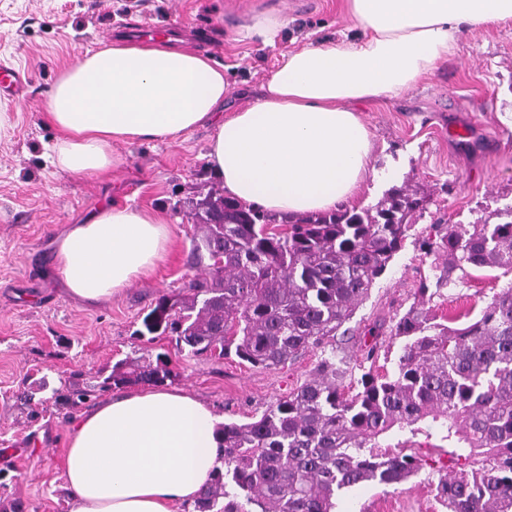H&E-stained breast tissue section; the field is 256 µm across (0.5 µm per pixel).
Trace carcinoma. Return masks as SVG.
<instances>
[{"instance_id":"1","label":"carcinoma","mask_w":512,"mask_h":512,"mask_svg":"<svg viewBox=\"0 0 512 512\" xmlns=\"http://www.w3.org/2000/svg\"><path fill=\"white\" fill-rule=\"evenodd\" d=\"M429 196L393 187L372 207L269 226L258 208L211 193L195 207L191 255L222 256L203 276L161 294L137 334L175 338L195 356L217 350L276 368L320 351L312 376L246 423L216 430L220 466L194 512H334L363 484L394 485L420 469L416 435L453 449L436 492L448 512H512V282L462 327L432 313V296L467 268L512 274V207L497 224L417 227ZM433 257L417 296L390 330L394 368L352 376L338 337L408 238ZM169 362L126 358L96 385H162Z\"/></svg>"}]
</instances>
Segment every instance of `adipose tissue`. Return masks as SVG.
<instances>
[{
	"label": "adipose tissue",
	"mask_w": 512,
	"mask_h": 512,
	"mask_svg": "<svg viewBox=\"0 0 512 512\" xmlns=\"http://www.w3.org/2000/svg\"><path fill=\"white\" fill-rule=\"evenodd\" d=\"M356 39L282 54L247 107L214 56L162 40L112 44L62 70L44 105L59 137L54 160L78 175L111 169L112 144L174 140L212 126L206 160L230 198L290 215L347 203L377 173L355 103L399 96L447 61L459 34L512 22V0H344ZM168 219L106 206L58 242L69 292L105 302L151 271L171 238ZM212 409L173 389L112 396L68 433L69 512H175L218 466Z\"/></svg>",
	"instance_id": "ef3b65f1"
}]
</instances>
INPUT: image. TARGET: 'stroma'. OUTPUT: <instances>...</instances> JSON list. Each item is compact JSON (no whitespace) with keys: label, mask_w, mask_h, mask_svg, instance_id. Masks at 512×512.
<instances>
[{"label":"stroma","mask_w":512,"mask_h":512,"mask_svg":"<svg viewBox=\"0 0 512 512\" xmlns=\"http://www.w3.org/2000/svg\"><path fill=\"white\" fill-rule=\"evenodd\" d=\"M265 10L285 18L281 39L267 46L237 40L249 15ZM136 27L177 34L222 61L232 84L229 111L258 95L283 52L351 33L342 0H0V62L25 80L22 93L0 100L11 123L0 137V512L18 502L24 512H69L68 431L107 395L74 407L60 397L76 381L108 376L120 360L167 356L175 372L167 388L193 395L226 423L261 415L307 380L318 361L309 352L269 370L233 356L187 357L171 339L138 336L156 297L201 271L191 258L199 235L191 209L222 188L206 166L212 130L203 126L174 142L115 143L109 172L81 176L50 163L58 133L42 110L62 68ZM356 109L373 137L370 164L379 177L360 187L354 206L374 205L405 183L433 192L424 226L494 224L498 210L512 206V23L463 31L433 76L397 99ZM110 205L164 213L173 244L152 273L89 307L68 293L55 267L57 243L68 225ZM429 262L407 240L354 326H393ZM501 285L493 270H471L434 300V310L462 315ZM418 453L422 465L409 481L354 487L338 496L335 512H444L436 484L450 450L425 438Z\"/></svg>","instance_id":"obj_1"}]
</instances>
